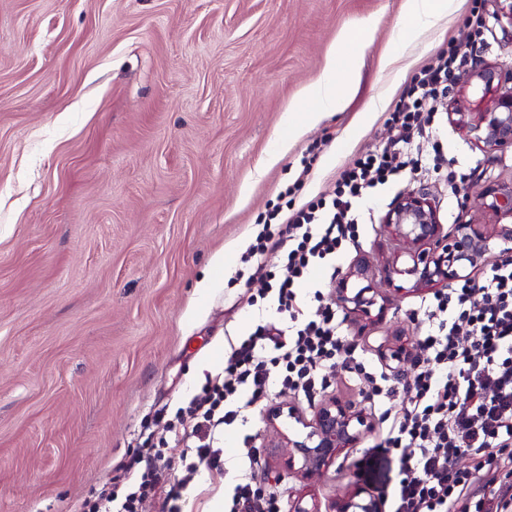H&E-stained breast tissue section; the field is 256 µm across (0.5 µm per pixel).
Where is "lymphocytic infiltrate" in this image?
<instances>
[{"instance_id": "f902f5d3", "label": "lymphocytic infiltrate", "mask_w": 512, "mask_h": 512, "mask_svg": "<svg viewBox=\"0 0 512 512\" xmlns=\"http://www.w3.org/2000/svg\"><path fill=\"white\" fill-rule=\"evenodd\" d=\"M467 50L449 47L421 70L397 105L395 133L379 151L342 173L332 191L297 210L271 211L241 256L240 276L255 262L279 257L285 273L273 286L276 315L231 344L220 371L176 411L190 424L195 462L218 465L228 427L274 390L305 397L324 389L325 369L358 359V345L321 291L304 315L303 288L313 275L336 277L335 260L357 239L363 198L375 187L422 161L408 154L413 138L428 133L435 102L446 93ZM428 322L412 374L405 384L381 376L371 390L380 400L404 391L407 402L385 410L383 452L394 453L399 479L387 495L390 512H512V259L502 261L481 285L468 283L420 304ZM469 466H459L460 457ZM124 492H102L95 512H139L159 483L155 460L127 466Z\"/></svg>"}]
</instances>
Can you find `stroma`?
Wrapping results in <instances>:
<instances>
[{"mask_svg": "<svg viewBox=\"0 0 512 512\" xmlns=\"http://www.w3.org/2000/svg\"><path fill=\"white\" fill-rule=\"evenodd\" d=\"M404 3L0 0V512H88L152 451L160 480L141 512H167L187 451L169 422L271 304L267 279L236 277L261 215L286 186L303 204L381 149L391 114H369L370 104L399 102L449 45L512 73V25L496 20L494 0H454L440 26L414 35ZM366 20L377 23L371 40L335 74L338 106L297 133L316 107L300 88L323 76L338 34ZM391 52L401 70L385 68ZM434 125L435 140L413 148L439 149L441 168L375 188L356 244L336 258L340 273L365 260L387 298L383 315L348 327L367 365L379 364L383 339L401 333L415 346L428 326L421 295L381 284L392 203L427 184L448 227L483 220L479 192L512 183L511 152L475 148L447 112ZM309 154L311 174L297 183ZM271 401L312 408L288 391ZM268 402L246 431H226L227 482L243 472L247 432L253 483L281 512L301 494L333 512L356 489L392 487L382 424L344 462L303 479L287 449L267 445Z\"/></svg>", "mask_w": 512, "mask_h": 512, "instance_id": "stroma-1", "label": "stroma"}]
</instances>
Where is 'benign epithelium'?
Returning a JSON list of instances; mask_svg holds the SVG:
<instances>
[{
  "label": "benign epithelium",
  "mask_w": 512,
  "mask_h": 512,
  "mask_svg": "<svg viewBox=\"0 0 512 512\" xmlns=\"http://www.w3.org/2000/svg\"><path fill=\"white\" fill-rule=\"evenodd\" d=\"M480 92L475 100L454 99L448 103V121L466 131L473 144L485 151L512 150V94L500 93L503 73L499 67L481 60L469 72ZM481 207L496 218L493 224L462 219L449 231L440 224L428 188L419 186L399 196L383 217L394 243L393 258L384 266V281L394 290L406 293L441 286L452 288L462 280H473L489 262L512 257V186L489 185ZM352 280L367 285L349 291ZM336 302L350 315L369 314L380 293L372 284L369 265L359 259L335 282ZM376 349L392 375L407 374L415 355L400 336L379 343ZM307 429L300 439L280 434V445L288 448V466L307 478L328 469L341 453L354 448L372 428L365 409L328 398L308 416L293 406H274L266 411L268 426L277 428L283 413ZM336 512H383V499L366 488L345 498Z\"/></svg>",
  "instance_id": "1"
}]
</instances>
